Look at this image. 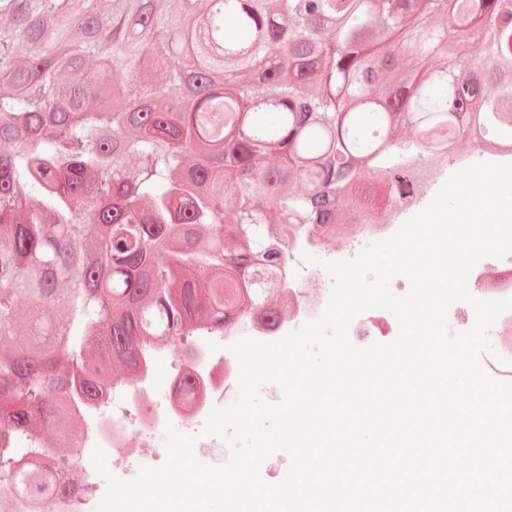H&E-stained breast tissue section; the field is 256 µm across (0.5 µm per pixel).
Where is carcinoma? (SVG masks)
Here are the masks:
<instances>
[{"label": "carcinoma", "mask_w": 512, "mask_h": 512, "mask_svg": "<svg viewBox=\"0 0 512 512\" xmlns=\"http://www.w3.org/2000/svg\"><path fill=\"white\" fill-rule=\"evenodd\" d=\"M208 2L0 0V512L66 503L44 431L79 442L112 360L281 314L288 227L378 224L428 158L512 145V0Z\"/></svg>", "instance_id": "cac0c4a2"}]
</instances>
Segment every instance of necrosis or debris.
Instances as JSON below:
<instances>
[{
	"instance_id": "necrosis-or-debris-1",
	"label": "necrosis or debris",
	"mask_w": 512,
	"mask_h": 512,
	"mask_svg": "<svg viewBox=\"0 0 512 512\" xmlns=\"http://www.w3.org/2000/svg\"><path fill=\"white\" fill-rule=\"evenodd\" d=\"M400 226L397 220L363 225L360 235L345 248L328 253L322 250L324 236L289 237L283 261L276 268L277 286L288 296L287 318L274 322L254 314L238 318L228 334L184 338L176 356L164 344L145 349L133 385L116 381L100 398L75 397L72 408L83 426L82 441L63 454L60 471L61 476L77 480L69 497L71 512H95L106 491L91 462L94 447H102L108 458L133 466L142 449L163 445L165 425L171 422L196 435L197 446L210 449L212 456L229 455L223 438L202 433L212 409L222 407L238 384L239 365L229 344L243 337L276 341L322 314L332 279L326 271L304 262L303 253L320 251L328 261L351 260L366 245L392 236ZM468 288L482 300L512 298V254L479 261L468 276ZM488 337L494 340L497 354L483 360L484 370L500 379L512 376V310L498 316Z\"/></svg>"
}]
</instances>
